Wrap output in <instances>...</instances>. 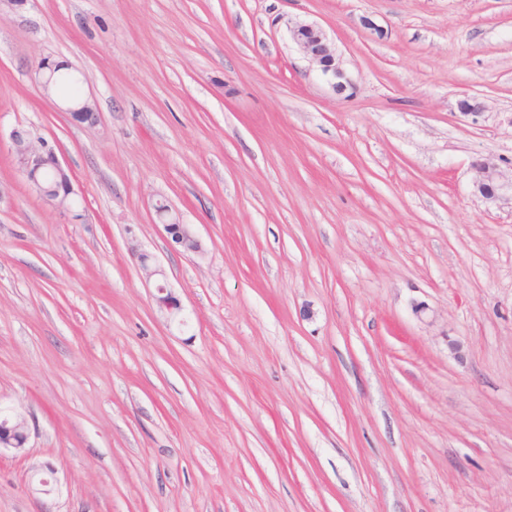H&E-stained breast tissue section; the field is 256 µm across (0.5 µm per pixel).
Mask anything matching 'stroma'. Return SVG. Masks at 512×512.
Wrapping results in <instances>:
<instances>
[{
    "mask_svg": "<svg viewBox=\"0 0 512 512\" xmlns=\"http://www.w3.org/2000/svg\"><path fill=\"white\" fill-rule=\"evenodd\" d=\"M47 58L95 122L44 94ZM17 128L81 220L28 184ZM487 154L512 170V0H0V409L30 432L0 512H512V207L471 193ZM292 38L335 91L345 90L347 80L342 61L322 28L313 23L298 22L292 29ZM61 69L62 68L57 65L54 71V66L50 64L49 61L44 60L38 65L35 71V80L46 92H51L50 86H53L54 71V81L58 91L62 93L65 99L74 100L79 95V79L72 72H61ZM12 150L18 167L33 189L47 202L62 211H72L75 199L72 182L53 147L30 131L15 129L11 134ZM45 171L54 175V187L46 186ZM163 225L165 232L171 236L172 240L184 249V251L195 254L203 255L205 247L200 238L195 234L191 225L181 224L179 219L168 215L165 219L160 221ZM141 269L148 280L154 279L158 307L169 318H177L182 310L179 299L168 288L164 270L154 263L152 258L143 252L136 251Z\"/></svg>",
    "mask_w": 512,
    "mask_h": 512,
    "instance_id": "obj_1",
    "label": "stroma"
}]
</instances>
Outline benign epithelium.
Wrapping results in <instances>:
<instances>
[{"instance_id": "7a95c632", "label": "benign epithelium", "mask_w": 512, "mask_h": 512, "mask_svg": "<svg viewBox=\"0 0 512 512\" xmlns=\"http://www.w3.org/2000/svg\"><path fill=\"white\" fill-rule=\"evenodd\" d=\"M292 38L307 59L318 66L321 75L334 90L340 92L346 88L347 80L342 61L337 55L335 45L322 28L313 23L298 22L292 29ZM53 71L54 66L46 60L35 71V80L47 92L53 85ZM71 112L83 122H93L96 119V112L87 98L78 101ZM11 141L19 169L33 189L55 208L62 211L72 210L74 190L71 178L54 148L46 140L33 136L25 129L13 130ZM474 170L476 176L472 188L475 196L489 206L512 203V174L505 172L494 157L486 156L477 160ZM46 171L54 175L52 187L44 185L43 173ZM160 224L184 251L195 255L205 253V247L191 225L183 224L170 216L161 220ZM137 258L146 278L155 282V299L160 310L170 318L178 317L182 306L168 288L164 270L146 253H137ZM15 423L28 428L27 421L17 414H8L0 420V450L10 449L17 453L25 451V446H19L15 441Z\"/></svg>"}]
</instances>
